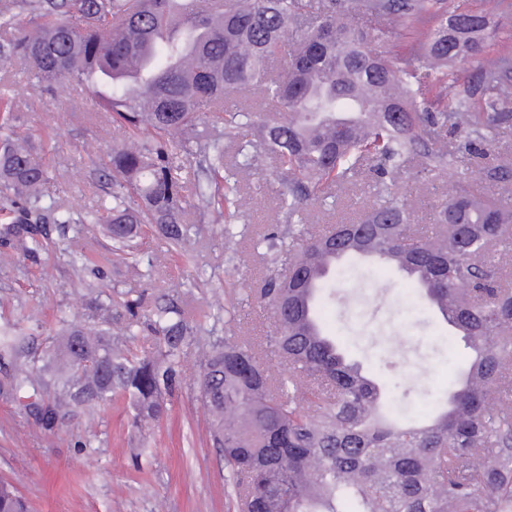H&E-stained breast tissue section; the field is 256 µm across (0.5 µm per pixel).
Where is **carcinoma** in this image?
<instances>
[{
	"label": "carcinoma",
	"mask_w": 512,
	"mask_h": 512,
	"mask_svg": "<svg viewBox=\"0 0 512 512\" xmlns=\"http://www.w3.org/2000/svg\"><path fill=\"white\" fill-rule=\"evenodd\" d=\"M26 13L16 22L13 10ZM469 6L447 0H7L0 6V61H24L48 86H82L125 124L133 144L112 149L111 202L64 218L42 203L49 181L47 145L15 130L12 101L0 97V210L32 251L43 247L42 224H105L120 249L134 248L144 224L159 225L177 249L192 244L187 209L224 212L227 236L240 215L239 183L258 153L274 156L288 180L281 202L291 220L325 183L352 182L367 160L398 178L414 155L443 173L453 155L446 134L472 154L512 125V48L481 67V103L457 91V63H479L488 47L485 16L455 25ZM349 14L378 22L370 29ZM412 32L402 46L393 29ZM94 67L97 85L83 79ZM257 92L282 112L277 120L228 103ZM455 104L448 106V93ZM221 115L224 127L203 125ZM238 146L224 173V142ZM198 154L215 186L185 194L189 172L179 154ZM512 182V167L486 173ZM438 234L414 229L415 211L391 194L357 224L324 234L289 236L296 259L289 286L261 289L277 322L268 339L288 365L270 372L258 349L234 336L200 348V388L213 419V444L239 512H512V283L486 256L512 236V199L483 198L460 185L432 211ZM362 252L381 267L408 264L421 305L459 327L472 352L476 384L433 394L432 417L413 424L403 400L363 374L336 342L315 331V300L333 288L335 264L314 280L324 258ZM59 357L35 366L27 328L0 325V362L9 367L0 391L29 394V412L54 429L75 412L128 397L132 427L158 421L177 387L184 348L199 342L201 324L179 309L132 316L126 334L148 329L154 350L133 352L112 338V311L95 329L61 316ZM0 512H29L27 501L0 484Z\"/></svg>",
	"instance_id": "obj_1"
}]
</instances>
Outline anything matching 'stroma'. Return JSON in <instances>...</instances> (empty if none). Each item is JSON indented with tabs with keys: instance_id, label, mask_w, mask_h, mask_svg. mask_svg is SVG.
I'll list each match as a JSON object with an SVG mask.
<instances>
[{
	"instance_id": "stroma-1",
	"label": "stroma",
	"mask_w": 512,
	"mask_h": 512,
	"mask_svg": "<svg viewBox=\"0 0 512 512\" xmlns=\"http://www.w3.org/2000/svg\"><path fill=\"white\" fill-rule=\"evenodd\" d=\"M0 89L13 98L17 127L51 145L46 198L74 214L99 206L111 187L103 162L113 147L127 142L129 130L103 112L91 93L59 85L45 91L16 59L0 65ZM444 144L456 154L458 180L483 196H505L503 185L486 181L485 171L512 162V127L500 130L476 161L458 154V138H445ZM408 171L393 181L368 163L352 183L331 187L287 222L279 203L288 182L273 158L258 155L255 170L241 182L244 217L233 242H226L222 221L210 211L192 208L187 215L196 239L192 251H169L148 226L136 263L116 255L98 224L47 225L45 248L25 252L8 231L12 215L0 212V254L13 257L9 266L0 265V324L37 311L27 328L37 356L45 359L57 350L59 312L93 327L96 304L138 297L147 310L174 306L192 319L208 313L203 339L233 333L259 345L270 370L280 373L284 366L277 352L265 346L276 325L259 290L270 277L287 272L294 254L267 252L261 238H284L301 228L321 234L358 221L379 202L387 183L409 199L417 229L432 233L431 213L447 197L448 179L425 174L418 157ZM77 251L89 256L85 267H73ZM412 289L388 269L360 274L337 285L321 307V318L352 359L396 384L398 395L422 417L429 412L426 390L447 388L464 352L448 346L447 327L434 313L410 310ZM199 377L194 354H187L181 384L167 398L166 416L139 432L130 429L129 404L121 397L95 407V425H88L81 411L51 431L26 412L25 398L0 397V480L27 499L31 512H236L225 492L224 458L212 445Z\"/></svg>"
}]
</instances>
